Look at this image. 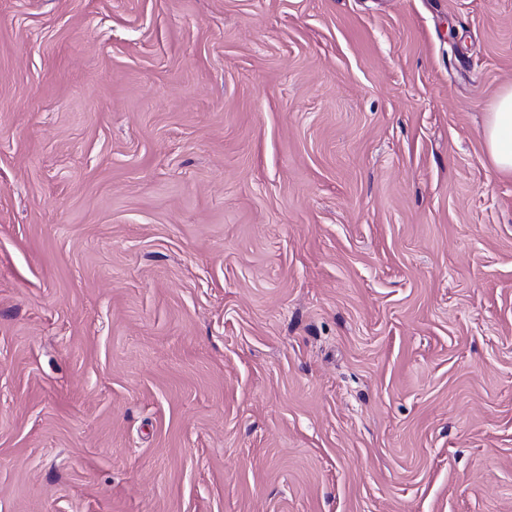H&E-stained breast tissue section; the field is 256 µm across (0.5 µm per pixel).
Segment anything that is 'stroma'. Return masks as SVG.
Here are the masks:
<instances>
[{
  "instance_id": "obj_1",
  "label": "stroma",
  "mask_w": 512,
  "mask_h": 512,
  "mask_svg": "<svg viewBox=\"0 0 512 512\" xmlns=\"http://www.w3.org/2000/svg\"><path fill=\"white\" fill-rule=\"evenodd\" d=\"M512 0H0V512H512ZM482 138L494 170L512 175V84L494 96L482 129Z\"/></svg>"
}]
</instances>
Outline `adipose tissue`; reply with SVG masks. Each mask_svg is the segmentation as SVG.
Returning <instances> with one entry per match:
<instances>
[{
    "label": "adipose tissue",
    "mask_w": 512,
    "mask_h": 512,
    "mask_svg": "<svg viewBox=\"0 0 512 512\" xmlns=\"http://www.w3.org/2000/svg\"><path fill=\"white\" fill-rule=\"evenodd\" d=\"M482 138L494 170L512 175V84L494 96L482 129Z\"/></svg>",
    "instance_id": "adipose-tissue-1"
}]
</instances>
